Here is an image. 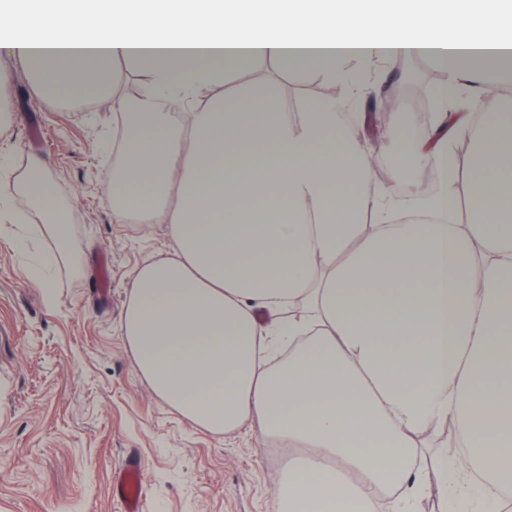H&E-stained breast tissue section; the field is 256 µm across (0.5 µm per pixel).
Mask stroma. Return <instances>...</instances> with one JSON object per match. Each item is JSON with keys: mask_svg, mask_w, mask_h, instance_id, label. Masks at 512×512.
<instances>
[{"mask_svg": "<svg viewBox=\"0 0 512 512\" xmlns=\"http://www.w3.org/2000/svg\"><path fill=\"white\" fill-rule=\"evenodd\" d=\"M12 83L8 159L22 173L45 160L57 195L70 203L67 224L79 247L76 272L57 276L55 296L22 273L28 257L0 230V512H122L114 469L140 457L145 512H276L271 489L284 461L253 429L219 436L165 408L139 373L120 323L129 274L144 259L166 258L161 224H116L103 197L111 162L112 105L62 107L36 94L20 61L0 57ZM353 93L361 123L381 119L382 102L420 82L396 61H377ZM271 84L286 111L287 85L317 100L316 76L256 73L248 64L224 78L232 94ZM111 265L112 297L102 301L101 259Z\"/></svg>", "mask_w": 512, "mask_h": 512, "instance_id": "1", "label": "stroma"}]
</instances>
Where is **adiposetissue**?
Returning a JSON list of instances; mask_svg holds the SVG:
<instances>
[{
    "mask_svg": "<svg viewBox=\"0 0 512 512\" xmlns=\"http://www.w3.org/2000/svg\"><path fill=\"white\" fill-rule=\"evenodd\" d=\"M0 50L101 104L113 60L135 68L104 193L113 223L165 225L173 254L131 273L122 333L173 412L277 443L279 512H416L429 494L512 512V94L488 81L512 67V0H20L0 11ZM403 55L448 73L388 171L420 222L402 223L336 98L279 112L269 86L224 92L259 59L350 91L365 63ZM465 88L471 112L453 105ZM24 211L44 249L23 273L53 292L76 246L52 179L33 159L12 180L0 155V223ZM447 423L463 455L429 449Z\"/></svg>",
    "mask_w": 512,
    "mask_h": 512,
    "instance_id": "obj_1",
    "label": "adipose tissue"
}]
</instances>
